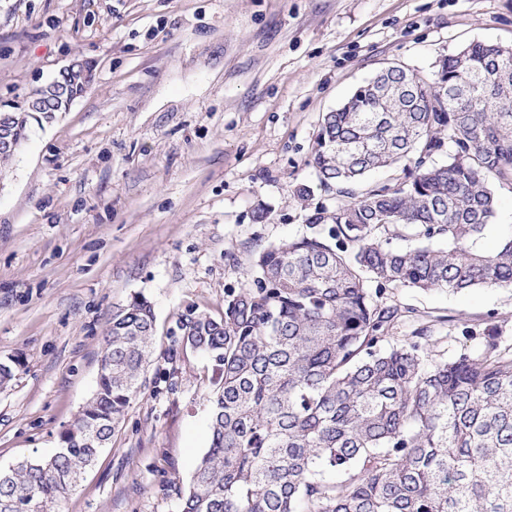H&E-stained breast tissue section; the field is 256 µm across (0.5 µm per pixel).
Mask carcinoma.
<instances>
[{"mask_svg": "<svg viewBox=\"0 0 512 512\" xmlns=\"http://www.w3.org/2000/svg\"><path fill=\"white\" fill-rule=\"evenodd\" d=\"M313 164L347 201L259 252L222 316L189 304L167 331V360L204 355L218 373L180 512H512V345L489 323L446 360L426 327L386 347L405 311L382 296L512 286V233L480 245L490 180L512 182V47L473 42L429 76L383 70L324 117ZM384 167L401 175L355 195ZM155 332L144 296L112 310L96 392L58 453L0 471V512H59L99 453L90 434L111 441L140 394Z\"/></svg>", "mask_w": 512, "mask_h": 512, "instance_id": "obj_1", "label": "carcinoma"}]
</instances>
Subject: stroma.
<instances>
[{
    "label": "stroma",
    "mask_w": 512,
    "mask_h": 512,
    "mask_svg": "<svg viewBox=\"0 0 512 512\" xmlns=\"http://www.w3.org/2000/svg\"><path fill=\"white\" fill-rule=\"evenodd\" d=\"M473 41L512 46V0H0V99L70 59L89 89L34 124L0 171V470L48 457L93 396L114 307L146 296L156 347L187 304L221 316L270 244L335 207L311 163L327 112L382 68L431 72ZM309 196L298 198V188ZM264 221H256L257 213ZM434 359L488 314L512 345V288L386 286ZM62 512H179L209 446L213 365L162 366Z\"/></svg>",
    "instance_id": "stroma-1"
}]
</instances>
